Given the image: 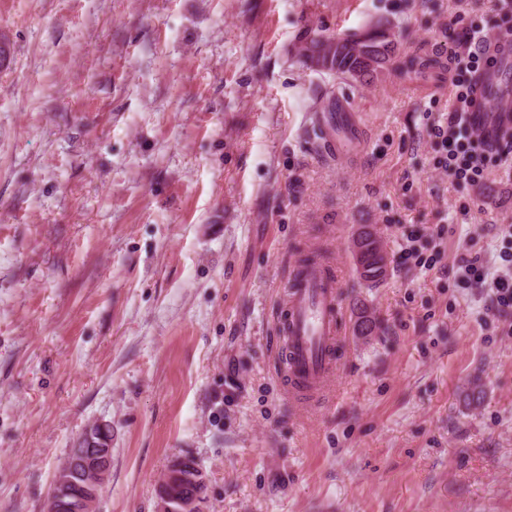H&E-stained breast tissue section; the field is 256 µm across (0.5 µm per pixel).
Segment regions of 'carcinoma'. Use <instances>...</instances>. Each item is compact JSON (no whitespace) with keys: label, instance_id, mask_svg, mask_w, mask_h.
I'll return each instance as SVG.
<instances>
[{"label":"carcinoma","instance_id":"obj_1","mask_svg":"<svg viewBox=\"0 0 512 512\" xmlns=\"http://www.w3.org/2000/svg\"><path fill=\"white\" fill-rule=\"evenodd\" d=\"M363 38L369 39L371 44L376 46V50L368 55L364 61L360 59L362 53L359 52V47L362 46L361 39ZM395 49L394 35L383 23L378 22L359 33L338 38V45L333 50L326 44V38L321 36L311 39L309 43L301 48L300 53L313 68L365 81L376 76L385 68V64L392 62ZM361 323L367 325L368 329V332L362 335L364 339L380 330L377 317L364 304L357 307L354 326L357 327ZM110 440L111 429L97 430L93 441L90 442L85 437L78 441L77 445L72 448L69 459L80 458L82 454L87 452V448L92 443L104 447Z\"/></svg>","mask_w":512,"mask_h":512}]
</instances>
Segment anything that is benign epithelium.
<instances>
[{"label": "benign epithelium", "instance_id": "1", "mask_svg": "<svg viewBox=\"0 0 512 512\" xmlns=\"http://www.w3.org/2000/svg\"><path fill=\"white\" fill-rule=\"evenodd\" d=\"M112 462V446L91 448L75 464L64 463L53 480V493L46 512H59L61 508L71 512H97L98 492L109 478ZM80 466L84 480V492L77 494L78 484L73 479L75 466ZM187 482L203 484L202 472L188 458L172 460L157 484L160 500L158 512H200V499L197 496H182L179 487Z\"/></svg>", "mask_w": 512, "mask_h": 512}]
</instances>
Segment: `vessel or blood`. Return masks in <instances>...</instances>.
<instances>
[{
    "instance_id": "obj_1",
    "label": "vessel or blood",
    "mask_w": 512,
    "mask_h": 512,
    "mask_svg": "<svg viewBox=\"0 0 512 512\" xmlns=\"http://www.w3.org/2000/svg\"><path fill=\"white\" fill-rule=\"evenodd\" d=\"M473 112L477 122L491 132L512 120V103L503 101L494 74L480 79ZM314 125L325 151L338 156L360 137L356 115L344 104L338 111L316 114ZM285 288L287 305L278 356L285 388L291 394L304 387L312 393L322 392L337 367V276L329 265L315 262L296 269Z\"/></svg>"
}]
</instances>
